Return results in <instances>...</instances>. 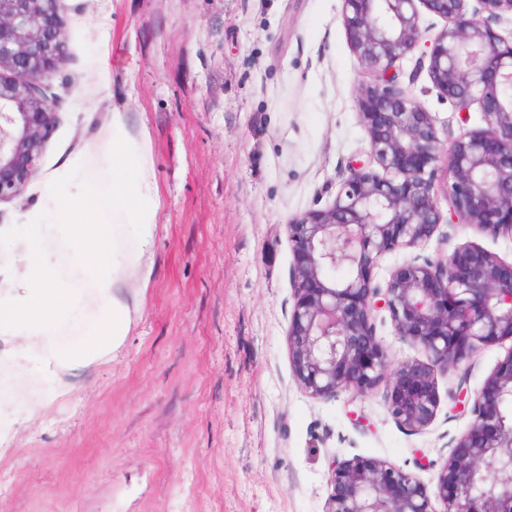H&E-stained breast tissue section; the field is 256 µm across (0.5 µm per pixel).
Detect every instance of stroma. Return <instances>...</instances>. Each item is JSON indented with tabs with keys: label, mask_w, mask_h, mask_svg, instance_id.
Here are the masks:
<instances>
[{
	"label": "stroma",
	"mask_w": 512,
	"mask_h": 512,
	"mask_svg": "<svg viewBox=\"0 0 512 512\" xmlns=\"http://www.w3.org/2000/svg\"><path fill=\"white\" fill-rule=\"evenodd\" d=\"M341 0H58L67 53L45 88L57 120L36 174L0 201V289L18 287L25 227H64L43 211L68 168L135 174L148 159L157 203L150 240L127 216L108 219L116 257L151 259L125 283L122 345L68 376L22 425L0 420V512H325L332 460L373 456L435 487L479 391L507 343L481 347L467 371L437 373L433 422L413 432L383 388L311 397L288 350L294 296L289 217L330 204L369 140L358 87L375 75L351 51ZM415 57L401 81L440 137L480 129L455 112ZM121 112L138 154L113 159ZM472 241L512 260V239L439 225L423 246L382 255L374 270L449 254ZM390 364L423 359L375 319Z\"/></svg>",
	"instance_id": "35a3bbf8"
}]
</instances>
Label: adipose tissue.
<instances>
[{"instance_id":"ef3b65f1","label":"adipose tissue","mask_w":512,"mask_h":512,"mask_svg":"<svg viewBox=\"0 0 512 512\" xmlns=\"http://www.w3.org/2000/svg\"><path fill=\"white\" fill-rule=\"evenodd\" d=\"M46 203L65 213L68 239L65 247L54 243V227H27L23 254V290H0V339L11 342L0 350V366L20 374L52 381L65 393V374L88 367L112 354L122 343L129 324V310L117 294L122 282L147 278L151 266H123L113 259L114 245L101 216L111 209L129 206V217L142 238H149L156 216V201L146 172L128 177L121 168L111 173L84 169L65 173L52 188ZM90 252L96 264L110 267L109 274L89 280L78 278L69 287H57L51 273L60 261L73 269L82 266V252ZM89 308L103 312L92 339L71 351L59 350L52 336L58 312L79 317Z\"/></svg>"}]
</instances>
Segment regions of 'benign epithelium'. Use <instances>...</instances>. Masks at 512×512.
<instances>
[{"label": "benign epithelium", "instance_id": "7a95c632", "mask_svg": "<svg viewBox=\"0 0 512 512\" xmlns=\"http://www.w3.org/2000/svg\"><path fill=\"white\" fill-rule=\"evenodd\" d=\"M57 0H0V201L37 171L56 105L43 85L66 52ZM347 41L376 82L357 90L369 139L364 159L327 207L286 224L294 263L288 349L294 377L310 396L366 395L385 385L393 417L422 430L438 406L435 377L480 346L512 341V261L473 243L389 272L385 253L431 239L443 220L512 238V36L491 26L512 0H342ZM444 21L426 38L424 13ZM440 96L458 111L480 109L485 127L441 140L436 120L399 81L400 62L419 47ZM445 161L448 216L435 191ZM338 266L350 276L336 280ZM426 360L391 367L376 339L374 314ZM472 403L468 430L453 441L436 490L383 459L355 456L330 467L326 512H512V346ZM444 509L434 508L432 500Z\"/></svg>", "mask_w": 512, "mask_h": 512}]
</instances>
